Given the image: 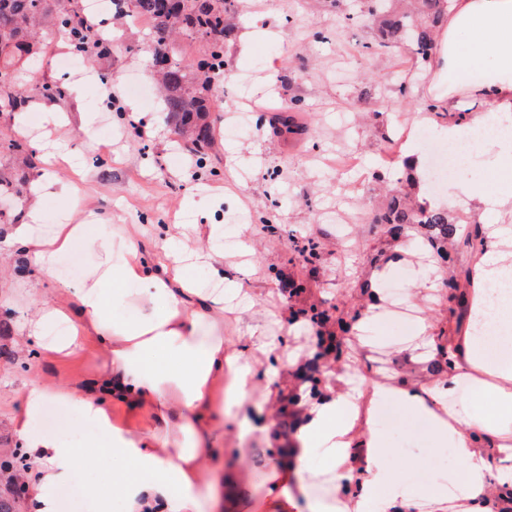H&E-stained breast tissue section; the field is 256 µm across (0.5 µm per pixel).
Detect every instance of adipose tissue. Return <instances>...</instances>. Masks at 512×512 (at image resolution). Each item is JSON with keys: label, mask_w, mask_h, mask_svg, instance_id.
Here are the masks:
<instances>
[{"label": "adipose tissue", "mask_w": 512, "mask_h": 512, "mask_svg": "<svg viewBox=\"0 0 512 512\" xmlns=\"http://www.w3.org/2000/svg\"><path fill=\"white\" fill-rule=\"evenodd\" d=\"M427 68L434 78L428 111L448 115L443 134L457 141L471 130L494 123L512 127V0H452L448 21L436 37V49ZM480 114L468 112V104ZM499 169L495 184H451L448 208L473 211H512V136L485 144ZM215 289L193 287L178 248L163 259L147 260L146 246L133 236L115 233L108 224H61L49 235L35 225L20 224L0 240V254L14 258L32 274L55 277L58 259L78 239L85 240L96 261L88 277L67 288V297L47 302L34 297L22 327L23 338L43 349L73 356L88 339H97L106 351L99 376L86 390H64L40 381L27 385L25 410L15 426L34 467L27 475L36 512H56L57 485L72 471L78 450L70 442L38 432L33 421L42 405L59 399L91 421L108 438L112 453L133 461L144 476L112 477V493L123 500L125 512H222L225 498H237L239 484L225 478L210 463L211 450L224 437V415L240 411L241 437L256 429L247 414L250 393L258 378L274 380L275 370H258L254 353L270 355L281 347L279 338L250 331L249 347L227 351L224 311L238 293L224 274L219 227L196 225ZM512 281V256L489 249L485 262L472 275V295L465 306L467 332L462 342L449 345L448 365L432 384L414 387L398 382H376V398L396 397L423 414L436 436L452 437L464 465L455 499L440 494L430 498L429 512H488L485 501L494 454L512 458V366H490L481 341L492 327L512 323V314L499 307L498 286ZM136 304L134 319L119 317L123 306ZM469 377L476 392L489 398L493 415H471L467 402L448 409L457 381ZM151 408L157 425L134 437L113 427L106 409L108 398ZM353 405L347 394L326 391L304 410L292 447L283 449L282 479L276 498L291 504L294 495L308 491L305 463L315 444L324 445L333 467H344L355 444L365 449L360 494L346 504V512H367L377 501L379 512H397L396 498H377L383 439L376 431L364 438L352 434L347 421Z\"/></svg>", "instance_id": "adipose-tissue-1"}]
</instances>
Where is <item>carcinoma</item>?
Here are the masks:
<instances>
[{"mask_svg": "<svg viewBox=\"0 0 512 512\" xmlns=\"http://www.w3.org/2000/svg\"><path fill=\"white\" fill-rule=\"evenodd\" d=\"M112 14L131 12L151 15V55L165 59L160 73L165 109L178 132L192 139L194 149L210 145L214 129L208 113L222 101L216 89L224 74V45L235 36L231 13L238 0H111ZM366 14L375 23L380 44L391 47L407 43L415 62L427 64L434 36L448 21L450 0H415L412 10H400L394 0H366ZM58 30L68 35L69 51L76 56L106 55L112 43L92 32L79 0H0V101L15 112L35 100L56 102L66 97L64 89L47 80H32L24 86L14 82L12 73L39 52ZM183 33L200 39L197 58L207 69L195 68V61L183 62L173 47V37ZM370 223L382 224L394 238L406 228L426 231L427 245L437 255L448 258L445 244L458 233V221L448 218V210L427 204H413L395 194L371 214Z\"/></svg>", "mask_w": 512, "mask_h": 512, "instance_id": "carcinoma-1", "label": "carcinoma"}]
</instances>
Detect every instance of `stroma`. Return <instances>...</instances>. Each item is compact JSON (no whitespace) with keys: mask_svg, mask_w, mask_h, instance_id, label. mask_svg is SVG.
<instances>
[{"mask_svg":"<svg viewBox=\"0 0 512 512\" xmlns=\"http://www.w3.org/2000/svg\"><path fill=\"white\" fill-rule=\"evenodd\" d=\"M365 0H240L234 16L235 41L224 47L227 80L220 99L235 107L210 113L216 138L200 152L190 151L162 110L147 49L148 28L133 19H114L120 43L108 55L86 61L90 78L83 90L49 108L0 112V175L34 182L42 173L39 136L61 139L70 162L52 177L68 184L73 196L45 195L37 228L58 224H123L140 233L147 246L183 239L187 224H216L227 246L224 270L243 288V312L228 322L230 346L240 344L248 327L284 335L285 353L310 361L316 338L336 332L335 323H313V311L338 308L362 313L371 289L402 278L408 295L421 306L428 330L423 347L447 344L463 335L464 305L459 299L467 275L481 254L459 242L448 245L446 260L423 272L405 256L417 229L392 238L369 216L388 189L407 184L400 165H387L383 149L395 128L416 126L413 145L426 154L447 116L414 125L417 107L427 101L428 69L415 67L409 46H380L364 16ZM261 37H253V30ZM279 81H269L271 69ZM298 102L301 134L285 136L272 128V114ZM66 117L64 126L49 123V112ZM37 124L25 153L10 152L18 126ZM253 238L248 254L229 244L243 228ZM313 242L317 256L305 261L292 241ZM299 285L297 292L287 282ZM59 282L44 278L0 279V448L22 452L14 420L23 410V389L32 379L58 387L84 388L101 367L104 349L88 341L83 352L58 357L31 345L18 349V329L28 301L17 289L55 296ZM318 387L281 367L275 385L257 384L275 425L239 440L237 420L224 418V444L214 449L216 462L237 473L245 495L229 503L230 512H275L268 490L271 462L291 438L289 425L298 403L313 402ZM399 423L382 428L386 452L381 459V493L435 494L439 483H453L462 466L452 441L437 438L430 421L397 404ZM43 432L85 447L91 426L76 412L47 402ZM96 468L77 463L85 483L111 495L110 477L124 471L138 477L136 465L109 449H98Z\"/></svg>","mask_w":512,"mask_h":512,"instance_id":"obj_1","label":"stroma"}]
</instances>
